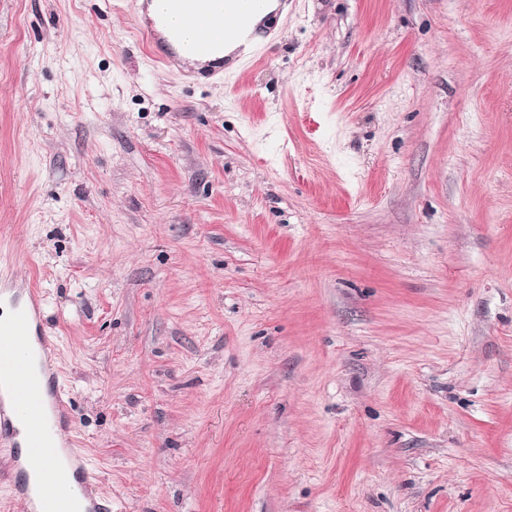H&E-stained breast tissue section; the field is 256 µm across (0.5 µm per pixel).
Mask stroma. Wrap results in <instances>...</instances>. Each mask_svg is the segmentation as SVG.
Here are the masks:
<instances>
[{
	"instance_id": "obj_1",
	"label": "stroma",
	"mask_w": 512,
	"mask_h": 512,
	"mask_svg": "<svg viewBox=\"0 0 512 512\" xmlns=\"http://www.w3.org/2000/svg\"><path fill=\"white\" fill-rule=\"evenodd\" d=\"M215 81L138 0H0V276L112 512H512V0H283ZM1 288H20V289H24L25 292L23 291H16V290H13L15 291V295H14V298L17 299V298H20L22 297V295H20V293H24L27 297V301L26 303H29L31 305L34 306V302L36 303V300L37 298L39 297L40 295V291L35 288L31 283H29L28 285L27 284H21L20 286H10V287H6V286H3L0 284V301H1V298H2V295H3V292L4 290H1ZM14 293L11 292V293H5L3 295V299H2V303H1V314H0V317L4 320V321H9V320H12L14 317H15V313H16V309L12 306L11 304V297ZM27 305L30 309V311L33 313L34 310L32 306L30 305ZM32 307V308H31Z\"/></svg>"
}]
</instances>
